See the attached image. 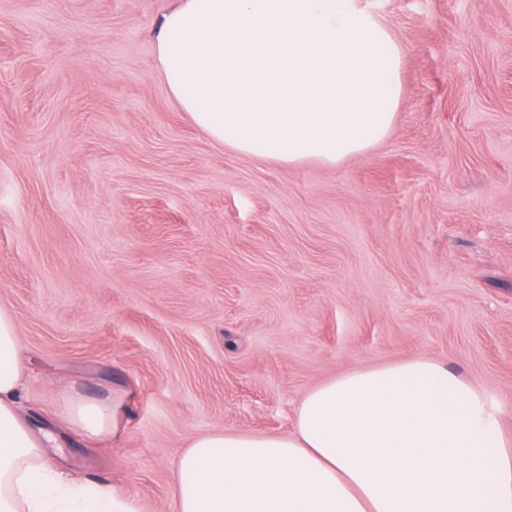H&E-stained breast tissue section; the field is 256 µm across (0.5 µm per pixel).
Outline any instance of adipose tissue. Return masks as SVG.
<instances>
[{
    "instance_id": "1",
    "label": "adipose tissue",
    "mask_w": 512,
    "mask_h": 512,
    "mask_svg": "<svg viewBox=\"0 0 512 512\" xmlns=\"http://www.w3.org/2000/svg\"><path fill=\"white\" fill-rule=\"evenodd\" d=\"M171 96L244 156L334 165L388 134L402 50L365 0H176L155 34ZM29 364L0 306V512H136L51 456L59 430L21 415ZM64 425L116 434L121 401L66 394ZM174 512H512L499 409L418 358L309 390L288 434L210 432L182 448Z\"/></svg>"
}]
</instances>
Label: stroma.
<instances>
[{
	"mask_svg": "<svg viewBox=\"0 0 512 512\" xmlns=\"http://www.w3.org/2000/svg\"><path fill=\"white\" fill-rule=\"evenodd\" d=\"M172 0H0V306L24 407L121 398L62 464L173 512L178 454L287 433L312 388L427 358L512 439V0H369L402 49L387 136L328 166L244 157L170 95Z\"/></svg>",
	"mask_w": 512,
	"mask_h": 512,
	"instance_id": "35a3bbf8",
	"label": "stroma"
}]
</instances>
